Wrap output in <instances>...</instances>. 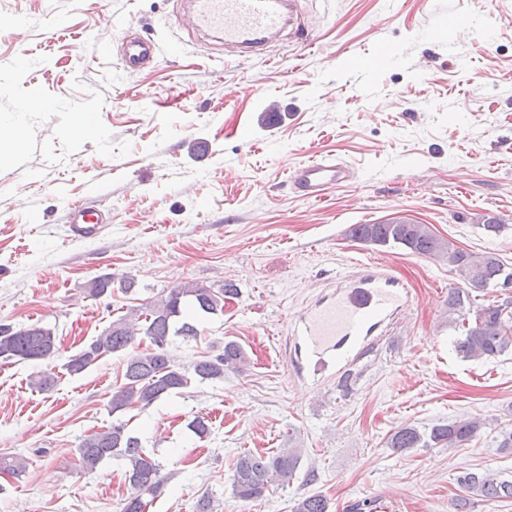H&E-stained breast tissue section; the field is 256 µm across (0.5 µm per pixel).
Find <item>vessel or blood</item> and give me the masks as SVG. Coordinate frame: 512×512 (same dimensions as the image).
<instances>
[{"label":"vessel or blood","mask_w":512,"mask_h":512,"mask_svg":"<svg viewBox=\"0 0 512 512\" xmlns=\"http://www.w3.org/2000/svg\"><path fill=\"white\" fill-rule=\"evenodd\" d=\"M293 11L291 0H190L182 21L190 29L213 33L238 55L261 51L283 30ZM124 69L136 71L158 54L150 38L131 35L126 25L115 29ZM350 176L339 161L312 159L289 170V183L307 199H320ZM66 221L73 232H101L104 219L94 208L71 210ZM410 305L407 289L398 287L384 262L365 264L362 273L342 281L330 294L300 315L289 338L298 367L334 363L337 370L349 368L359 358L372 336Z\"/></svg>","instance_id":"obj_1"}]
</instances>
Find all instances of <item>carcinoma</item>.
Returning <instances> with one entry per match:
<instances>
[{
    "mask_svg": "<svg viewBox=\"0 0 512 512\" xmlns=\"http://www.w3.org/2000/svg\"><path fill=\"white\" fill-rule=\"evenodd\" d=\"M349 235L380 247H402L424 257L448 258V263L463 279V285L448 293V308L454 312H462L472 304V292L512 281V272L494 254H474L460 249L435 236L425 224L398 221L353 224ZM114 282L109 274L97 276L88 282V293L92 297L105 295L112 291ZM236 295L238 289L232 283L211 288L187 282L173 288L167 295L113 320L107 330L69 357L66 369L79 374L108 353L128 352L123 382L112 391L114 414L135 407L146 408L188 387L194 380L201 383L222 380L224 369L241 371L247 365L248 357L240 344L228 341L220 353L203 356L186 367L174 361L169 337L197 338L198 328L182 320L186 310L202 315L222 313L224 301ZM461 327L463 334L456 342V350L464 358H490L512 349V297L477 307L474 322L465 316ZM57 352L56 338L48 328L37 324L19 329L0 325V361H46ZM31 382L39 391L48 392L55 387L56 377L40 371L32 375ZM127 426L120 419L112 422V426L83 438L78 451L83 468L89 472L106 459L125 461V478L131 493L123 499L120 512H145V496L160 492L167 478L162 475L161 466L145 453L139 438L130 435ZM484 427L485 422L475 416L436 424L427 435L403 427L390 435L387 444L398 451L420 447L459 448L473 440ZM300 458L297 448H282L268 455L240 454L233 468L234 496L244 501L262 498L273 481L289 480L295 475ZM460 485L463 494L453 501L454 512H472L478 501L512 499V479H504L493 471L468 472L461 477ZM293 512H328V503L321 495H310L299 500Z\"/></svg>",
    "mask_w": 512,
    "mask_h": 512,
    "instance_id": "cac0c4a2",
    "label": "carcinoma"
}]
</instances>
